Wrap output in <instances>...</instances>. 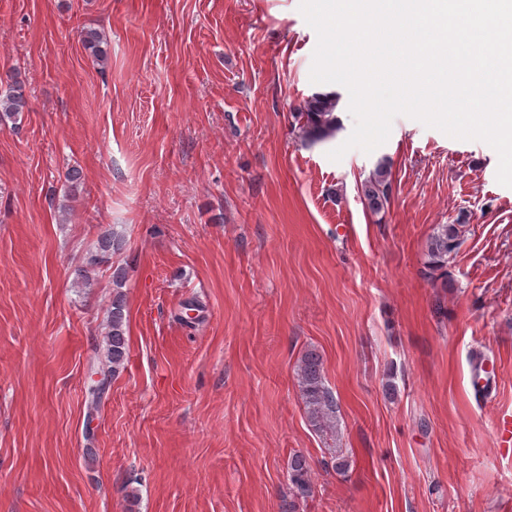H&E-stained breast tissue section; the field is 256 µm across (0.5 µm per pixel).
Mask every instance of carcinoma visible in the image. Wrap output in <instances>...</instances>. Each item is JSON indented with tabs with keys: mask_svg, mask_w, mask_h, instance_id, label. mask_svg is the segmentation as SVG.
<instances>
[{
	"mask_svg": "<svg viewBox=\"0 0 512 512\" xmlns=\"http://www.w3.org/2000/svg\"><path fill=\"white\" fill-rule=\"evenodd\" d=\"M85 50L95 60L103 63L107 52L103 48V38L93 29L84 30L80 34ZM339 96L334 92L315 93L307 98L292 113L298 125L299 135L303 142L313 145L336 135L340 130V119L336 115ZM27 107L22 86L17 81L7 84L0 92V114L14 118ZM389 169L385 161L377 164L372 174L362 185V193L369 207L374 211L384 208L389 199ZM459 228L456 224H440L429 237L427 255L428 266L437 277L447 279L448 256L459 247ZM122 249V238L115 230L102 232L96 242V251L87 259V264L96 267L107 263L112 254ZM125 273L116 269L112 275L114 286L109 311L107 331L104 336L105 347L96 365L90 368L91 374H100L103 379L117 376L123 369L128 355L129 346L126 337V300L122 291ZM298 381L307 414L313 426L319 429H333L337 426L336 401L324 383L323 361L314 350L305 352L298 365ZM289 480L300 495L310 491V471L306 461L296 456L292 459Z\"/></svg>",
	"mask_w": 512,
	"mask_h": 512,
	"instance_id": "cac0c4a2",
	"label": "carcinoma"
}]
</instances>
